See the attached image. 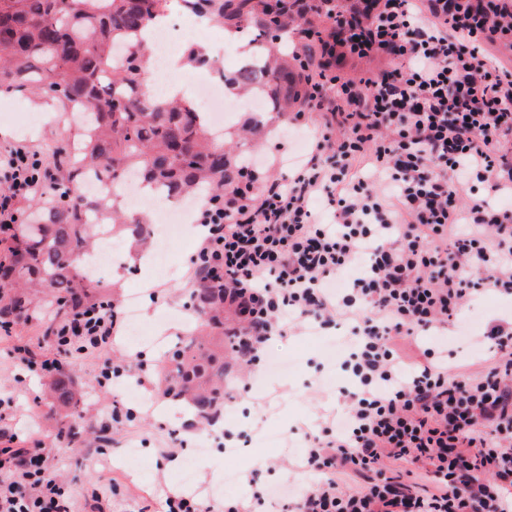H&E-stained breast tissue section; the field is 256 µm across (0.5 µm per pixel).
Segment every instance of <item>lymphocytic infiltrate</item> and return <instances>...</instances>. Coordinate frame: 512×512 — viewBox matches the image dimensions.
<instances>
[{
  "instance_id": "lymphocytic-infiltrate-1",
  "label": "lymphocytic infiltrate",
  "mask_w": 512,
  "mask_h": 512,
  "mask_svg": "<svg viewBox=\"0 0 512 512\" xmlns=\"http://www.w3.org/2000/svg\"><path fill=\"white\" fill-rule=\"evenodd\" d=\"M317 11L319 60L304 66L320 132L306 163L209 200L194 280L223 277L254 369L286 329L351 325L346 407L303 432L304 486L245 483L268 512H512V326L476 341V375L448 365V327L488 293L512 294V0H297ZM379 59L357 75L337 59ZM0 224L42 194L27 143L0 151ZM485 198H474L476 188ZM346 287H337L339 279ZM118 313L92 306L56 328L81 353L111 343ZM0 512H74L48 458L0 429ZM355 478L347 490L344 477Z\"/></svg>"
}]
</instances>
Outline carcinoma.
Masks as SVG:
<instances>
[{
  "mask_svg": "<svg viewBox=\"0 0 512 512\" xmlns=\"http://www.w3.org/2000/svg\"><path fill=\"white\" fill-rule=\"evenodd\" d=\"M183 3L200 17H214L225 31L247 37L250 57L258 62L224 73V91L263 95L264 118H241L220 136L184 99L147 93L139 36L164 17L168 0H0V89L43 94L60 87L52 101L79 120L74 137L57 151L44 202L11 237H0V328L29 319L45 302L53 312L44 329L50 337L57 320L106 302L87 267L88 254L100 242L99 225L137 244L150 237L146 223L111 207L116 193L85 195L86 176L114 189L136 175L144 188H166L175 197L223 196L254 170V151L230 150L224 137L240 132L257 146L288 114L301 110L308 91L301 59L283 43L288 27L297 23L292 0H280L274 19L267 0ZM225 294L224 284L202 281L191 299L205 326L233 348L242 327L224 334ZM160 372L161 396L186 401L209 426L220 420L224 353L190 332L165 351ZM48 398L58 411L57 437L79 441L83 407L70 372L58 369Z\"/></svg>",
  "mask_w": 512,
  "mask_h": 512,
  "instance_id": "cac0c4a2",
  "label": "carcinoma"
}]
</instances>
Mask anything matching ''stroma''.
<instances>
[{"mask_svg": "<svg viewBox=\"0 0 512 512\" xmlns=\"http://www.w3.org/2000/svg\"><path fill=\"white\" fill-rule=\"evenodd\" d=\"M51 101L38 95L21 98H0V146L16 140L14 124L20 113L36 112L47 115L54 111ZM319 118L308 114L301 124L285 121L271 136V146L262 157L265 175L287 176L288 157L295 149V135L314 138ZM200 239L190 236L187 243L176 246L171 256V273L159 274L153 267H137L129 262L113 265L101 272V279L111 284L114 303L124 304L129 293L149 284L152 294L142 299V317L153 324L158 317H169L181 329L197 327V315L190 306L192 282L187 275L188 263L196 253ZM463 317L474 319L475 332H482L491 323L512 317V296L490 294L471 302L462 311ZM43 312L15 325L12 335L0 337V424L8 426L25 441L30 449H42L55 462L54 475L59 485L75 501L82 502L86 491L96 487L110 499L114 512H162V486L181 487L182 469L187 459H194L198 486L206 491L221 490L230 498L249 494L242 484L225 485L224 474L233 470L246 473V463L254 457L264 460L261 479L276 482L292 474V459L285 448L267 442L270 434H282L291 429L306 430L317 425L321 415L338 411L343 400L339 394L348 386V374L339 359L328 357L326 350L339 337L348 335L349 326L338 321L336 326L309 335L296 329L286 336L270 341L267 355L290 358L300 367L282 379L267 380L263 394H248L246 377L235 363H227L232 377L226 387L229 394L223 415L229 416L237 438L235 452L224 450L223 439H211L205 454H197L196 445L204 432L202 425L187 417L184 403L165 401L159 396V381L145 377L141 392L150 411L133 421L112 423V407L122 400L121 389H106L98 384L105 361H123L128 374H137L140 364H154L159 355L153 343H135L125 333H118L111 346L90 355L58 354L51 339L43 335ZM26 343L30 349L47 356L59 357L83 389V424L93 430L100 423L111 422L112 443L105 457H98L95 447L68 444L53 431L57 414L50 406L34 407L41 395L45 375L23 369L17 360L16 346ZM139 450L138 469L125 463L127 445Z\"/></svg>", "mask_w": 512, "mask_h": 512, "instance_id": "obj_1", "label": "stroma"}]
</instances>
